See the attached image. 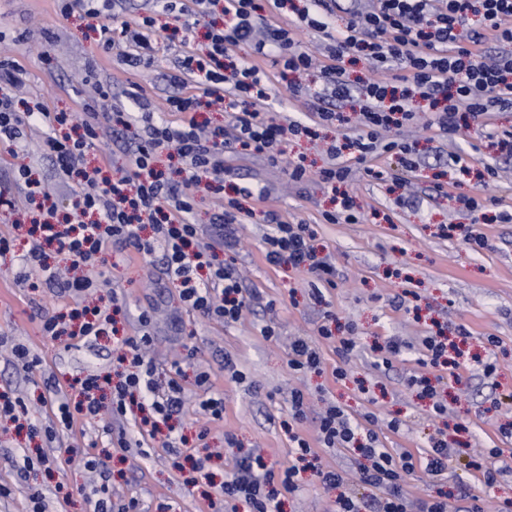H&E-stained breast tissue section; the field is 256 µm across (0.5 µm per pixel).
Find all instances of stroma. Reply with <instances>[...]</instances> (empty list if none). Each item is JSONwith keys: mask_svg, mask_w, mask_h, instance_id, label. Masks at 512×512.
<instances>
[{"mask_svg": "<svg viewBox=\"0 0 512 512\" xmlns=\"http://www.w3.org/2000/svg\"><path fill=\"white\" fill-rule=\"evenodd\" d=\"M60 8V0H0V56L16 61L26 104L78 113L90 102L92 88L100 86L107 98L90 103L97 121L105 124L113 105L138 112V105L123 95L135 86L147 97L155 118L179 121V114L167 109L172 89L165 76L178 58L203 43L204 29H197L190 43L173 35L171 26L157 29L154 63L134 69L104 51L101 29L106 18H89L79 12L64 18ZM261 65L272 77L270 103L280 104L291 119L311 124L312 95L322 86L320 72L310 73L302 82V93L294 97L277 79L272 59L262 60ZM336 135L334 128L320 126L315 137L287 140L284 159L274 165L242 152L224 154L229 170L225 186L265 184L272 190L268 201L243 202L253 215L237 227V266L246 288L275 301L273 314L257 308L239 324L227 326L187 311L156 255L146 257L132 250L111 253L101 268L111 287L95 295L97 304L107 306L118 297L133 316L152 312L155 341L150 356L156 379L162 386L178 379L187 399L179 430L191 437L201 425L210 428L205 446L193 450L194 456L206 459L207 476L194 473L189 462H177L175 455L156 443L145 450L113 451L106 477L90 473L83 466V456L93 454L95 447L107 446L108 439L99 424L89 423L84 432L63 439L50 472L31 473L24 482L18 473L37 442L26 427L0 422V485L13 489L11 498L0 503V512H30L27 485L31 482L44 488L47 512H92V491L104 483L113 498H139L144 512H224V473L240 452L260 448L269 460L288 462L290 443L281 423L288 417V393L293 388L306 396L307 418L302 428L311 439L324 407L331 402L342 406L355 421L365 412L375 413L372 429L381 446L394 453H420L439 431L452 448L512 451V437L501 433L502 427L512 425V223L480 225L487 245L473 251L463 240L462 228L474 216L457 201L459 194L470 190L464 167L488 164L499 171L489 195L497 198L498 209L512 210V159L496 154L477 126L452 141L437 130L418 126L392 131V140L418 141V168L404 167L395 150L378 155L373 163L383 170V181L359 176L352 180L364 208L362 222L328 224L322 214L333 208L330 191L313 181H290L287 162L302 156L311 170H318L326 165L324 149ZM40 140L39 133L28 131L19 144L0 142V190L15 192L14 151L22 147L42 183L55 188L59 210L68 211L75 192L57 191L58 179L40 150ZM268 209L278 210L285 220L311 224L317 245L330 254L336 265V287L327 292L325 304L310 299L305 274L266 262L260 214ZM26 250L22 244L16 255L0 256V393L26 396L35 404L34 417L45 422L52 415L51 408L39 405L38 400L47 393V378L58 382L59 396H68L69 379L112 372L115 355L108 338L90 347L80 341L70 346L65 339L43 335L42 316L60 309L64 300L51 289L35 293L15 280L21 267L19 256ZM329 312L334 322H327ZM270 319L282 338L319 341L327 373H290L283 343L262 336ZM325 323L335 335L351 330L358 338L346 380H334L330 373L339 359L333 344L319 339L318 329ZM461 327L471 336L463 346L460 367L430 372L448 402L447 416L435 420L427 401L408 380L425 371L419 363L423 337L438 331L453 337ZM489 336L497 337V345L486 344ZM390 338L403 348L386 367L376 348ZM16 344L37 354L41 367L30 373L16 372L11 364V348ZM228 354L243 372L242 381L233 380L225 371ZM480 356L495 362L493 375L484 376L476 363ZM198 371L208 372L214 390L223 393V419L209 423L197 414L201 393L194 385V374ZM393 419L400 421L399 431L388 429ZM301 483L298 492L283 496L282 512H331L335 491L308 472L303 473ZM477 483L467 458L457 456L439 479L429 480L418 471L407 477L404 488L416 501L441 494L457 498Z\"/></svg>", "mask_w": 512, "mask_h": 512, "instance_id": "35a3bbf8", "label": "stroma"}]
</instances>
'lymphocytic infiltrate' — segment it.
I'll return each instance as SVG.
<instances>
[{
	"mask_svg": "<svg viewBox=\"0 0 512 512\" xmlns=\"http://www.w3.org/2000/svg\"><path fill=\"white\" fill-rule=\"evenodd\" d=\"M214 2L193 0L186 7L181 0H164L163 11L173 15L185 34L201 24L208 29L201 52L177 61L170 76L181 87L186 75H193L198 90L169 98L170 111L190 115L181 124L163 119L140 129L129 112L114 109L113 126L131 133L137 142L130 173L118 178L106 166L86 162L88 149L99 137L95 122L43 108L17 112L10 90L19 82L20 72L12 60L0 61V141L17 143L27 128L42 133L41 151L52 158L61 186L73 181L79 188L73 211L64 221H55L52 206L32 220L30 247L20 258L23 269L37 271L40 283L60 284L61 295L76 305L70 315L43 316L44 335L73 340L107 335L116 315L125 309L120 298H113L109 308H92L86 316L78 305L97 293L96 270L115 244L145 256L161 254L168 278L189 311L232 325L254 307L259 297L242 284L231 226L245 212L242 199L263 200L267 188H237L235 196L225 199L222 213L207 225L195 223L194 205L197 194L223 184L226 149L274 161L283 155L287 137L312 136L309 126L292 119L276 123L260 111L269 98V76L260 59L273 58L278 78L295 94L300 91L298 77L312 69V57L296 42L293 29L311 28L329 36L331 63L321 74L337 105H320L315 112L319 124L335 127L338 137L327 150L329 163L318 171L300 160L288 164L292 182L314 177L331 188L336 208L324 212L326 223L355 224L362 215L347 190L352 170L341 164V157L354 158L370 181L383 178L382 170L371 162L380 151H399L405 167L416 168L410 146L382 141L381 132L422 123L453 135L473 124L486 125L490 113L512 110V0H378L376 9L356 14L338 28L331 20L328 0H303L289 29L261 15L257 0H224L223 25L209 23ZM77 9L90 17L108 14L104 44L121 49L125 65L139 68L153 63L150 34L155 17L127 20L118 0H64L61 15L69 17ZM348 62L364 63L371 78L348 80L344 69ZM343 102L354 103L353 112L341 111ZM213 105L227 113V124L193 119V112ZM164 150L179 162L178 180L166 178L155 166ZM263 221L268 263L307 274L312 298L324 302V289L336 285L335 268L330 256L315 247L310 225L285 221L272 210L265 211ZM47 244L55 246L63 266L49 264L43 250ZM137 322L139 338L120 342L118 377L73 378L75 399L58 403L49 422L29 420L28 406L20 397L0 400V418L26 420L30 432L44 435L49 445L71 434L78 420L99 419L104 434L115 437L124 451L130 446L125 425L132 420L146 440L177 448L176 438L163 434L162 427L183 416V388L172 380L166 391H159L155 367L145 355L153 344L151 319L143 312ZM306 408L304 393L292 391L284 424L291 444L288 463L268 464L262 450L252 448L225 472L224 501L230 512L242 505L248 512H280L282 496L297 492L300 475L308 470L324 486L337 490L335 512H360L358 497L343 474L318 466L314 449L300 433ZM373 419L368 413L363 422ZM363 422L350 420L340 406H328L320 418L318 441L325 448L359 451L360 480L379 491L372 512H409L405 477L418 469L433 480L442 476L450 458L447 440L432 437L417 456L408 451L395 454L380 446L376 434L363 432Z\"/></svg>",
	"mask_w": 512,
	"mask_h": 512,
	"instance_id": "f902f5d3",
	"label": "lymphocytic infiltrate"
}]
</instances>
